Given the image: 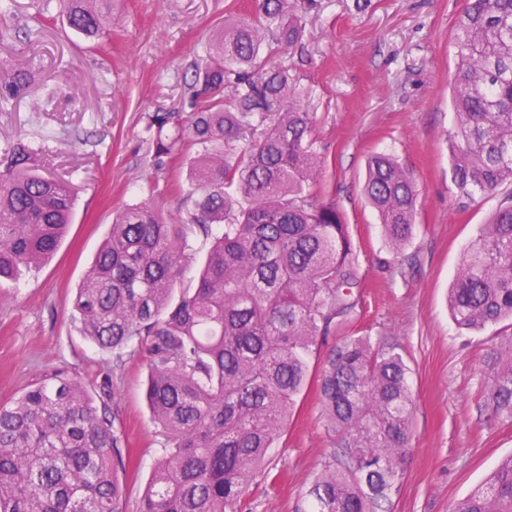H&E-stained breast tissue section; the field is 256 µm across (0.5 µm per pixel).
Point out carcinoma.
Returning a JSON list of instances; mask_svg holds the SVG:
<instances>
[{
    "instance_id": "cac0c4a2",
    "label": "carcinoma",
    "mask_w": 512,
    "mask_h": 512,
    "mask_svg": "<svg viewBox=\"0 0 512 512\" xmlns=\"http://www.w3.org/2000/svg\"><path fill=\"white\" fill-rule=\"evenodd\" d=\"M69 26L90 37L112 26V0H60ZM317 0H255L224 25L197 70L187 120L150 116L152 165L170 171L195 148L186 217L168 222L137 202L110 232L77 289L80 332L122 361L147 354L146 398L165 437L139 512H239V504L311 379L318 339L355 309L353 249L336 203L322 196L315 113L301 103L275 48L298 42ZM457 64L448 134L451 183L476 198L512 185V0H467L454 36ZM34 73L0 66V105L30 91ZM232 86V98L224 88ZM0 280L58 249L76 192L39 172L29 147L4 149ZM365 195L392 248L411 235L412 175L391 155L368 160ZM212 238L197 281L182 285L189 238ZM461 329H512V203L482 225L448 294ZM328 425L341 435L310 491L309 512H390L412 438L408 368L393 347L344 336L319 376ZM512 419V354L490 392ZM121 435L107 405L63 370L0 405V512H123ZM452 512H512V456Z\"/></svg>"
}]
</instances>
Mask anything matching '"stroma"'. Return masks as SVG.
<instances>
[{
  "label": "stroma",
  "instance_id": "obj_1",
  "mask_svg": "<svg viewBox=\"0 0 512 512\" xmlns=\"http://www.w3.org/2000/svg\"><path fill=\"white\" fill-rule=\"evenodd\" d=\"M464 7L319 0L300 41L278 57L316 114L321 184L349 226L358 278L349 333L397 347L409 368L411 452L391 512H451L512 455V420L489 402L495 358L512 337L458 329L447 303L463 251L512 196L505 187L474 201L451 184L453 37ZM252 8L253 0H115L111 32L89 40L68 27L59 0H0V60L35 66L30 93L0 106V149L30 144L45 174L77 189L54 257L0 283V405L58 370L108 400L124 437V512H139L163 452L145 400V353L131 345L114 366L112 352L82 336L73 299L117 209L154 199L172 218L184 216L178 173L151 166L147 117L181 111L209 39L231 14ZM377 151L393 154L418 190L413 233L398 251L363 193ZM338 440L309 384L242 512H307L308 491Z\"/></svg>",
  "mask_w": 512,
  "mask_h": 512
}]
</instances>
